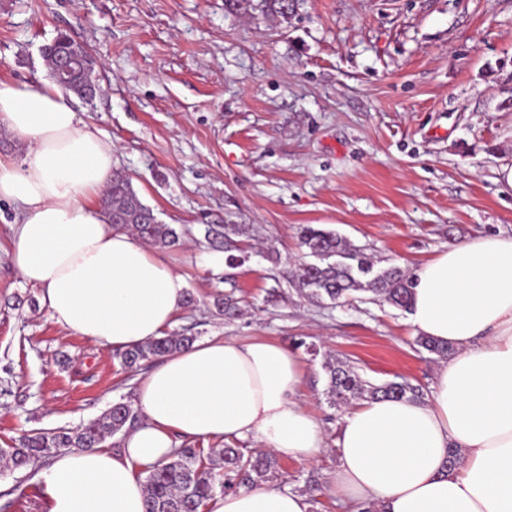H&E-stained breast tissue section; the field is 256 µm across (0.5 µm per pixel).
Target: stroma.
Masks as SVG:
<instances>
[{"instance_id":"obj_1","label":"stroma","mask_w":512,"mask_h":512,"mask_svg":"<svg viewBox=\"0 0 512 512\" xmlns=\"http://www.w3.org/2000/svg\"><path fill=\"white\" fill-rule=\"evenodd\" d=\"M61 33L97 62L80 118L111 139L116 170L158 220L184 231L166 256L196 302L173 330L297 351L295 398L324 449L280 456L277 483L313 478L310 512H346L327 492L343 413L324 395L325 356L427 394L440 362L407 312L371 294L336 307L297 294L299 231L317 225L412 272L451 245L512 237V0H298L284 22L224 0H0V80L48 81L42 49ZM14 213L0 203V448L136 402L143 377L50 319L12 268ZM209 224L257 227L280 263L252 250L214 270ZM218 292L240 315H216ZM4 503L45 512L33 469L0 471Z\"/></svg>"}]
</instances>
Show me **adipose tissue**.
<instances>
[{"label": "adipose tissue", "instance_id": "1", "mask_svg": "<svg viewBox=\"0 0 512 512\" xmlns=\"http://www.w3.org/2000/svg\"><path fill=\"white\" fill-rule=\"evenodd\" d=\"M0 126L25 144L0 160V200L16 205L11 261L50 318L105 349L160 336L186 283L164 253L112 226L90 195L109 185L112 142L55 85L0 80ZM409 321L454 352L424 400L357 403L336 436L328 492L350 512H512V237L452 245L415 273ZM298 354L212 338L162 359L138 386L140 423L120 451L65 450L40 470L49 512H144L145 470L178 441L254 438L298 460L323 449L294 401ZM458 462L449 465L450 451ZM307 498L261 487L212 498L207 512H309Z\"/></svg>", "mask_w": 512, "mask_h": 512}]
</instances>
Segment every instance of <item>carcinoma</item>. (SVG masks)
Instances as JSON below:
<instances>
[{"instance_id": "1", "label": "carcinoma", "mask_w": 512, "mask_h": 512, "mask_svg": "<svg viewBox=\"0 0 512 512\" xmlns=\"http://www.w3.org/2000/svg\"><path fill=\"white\" fill-rule=\"evenodd\" d=\"M231 13L259 11L264 16L288 20L294 11L288 0H225ZM84 53L68 35L61 33L44 47L51 80L60 88L84 100L95 97L94 61L85 57L84 65L62 79L57 72L58 56L64 47ZM111 223L119 229L131 228L136 236L161 248L179 244L182 230L161 223L153 209L143 203L128 177L113 174L103 199ZM248 224H215L207 226L205 235L211 244L224 247L226 261L239 266L245 260L241 242L250 237ZM301 244L317 262L300 265L294 275L296 290L320 303H345L357 291L370 292L381 300L411 311L413 277L399 266L376 267L360 248L351 245L332 231L306 225L300 231ZM217 311L228 317L238 314L237 302L230 296L214 300ZM197 337L184 332L165 333L131 349L116 353L119 365L134 372L143 364L164 358L189 347ZM417 345L441 358L448 357L449 346L429 336L417 337ZM324 394L328 402L342 408L354 400L421 397L419 388L406 381L373 384L363 380L352 364L325 358ZM140 422L138 408L129 402H116L100 416L73 428L36 430L23 433L18 444L0 448V458L13 470L46 463L64 448H97L107 440L125 435ZM277 472V461L271 452L224 445L222 448L185 446L177 448L169 462L152 467L145 480V512H203L216 493L250 491L268 481Z\"/></svg>"}]
</instances>
